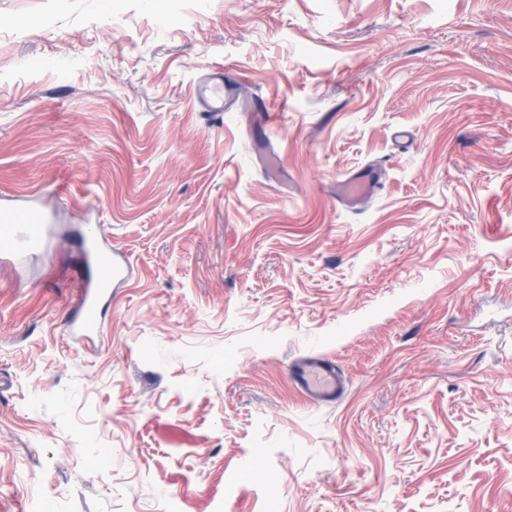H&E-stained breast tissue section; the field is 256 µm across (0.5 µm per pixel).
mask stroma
<instances>
[{"label":"stroma","instance_id":"1","mask_svg":"<svg viewBox=\"0 0 512 512\" xmlns=\"http://www.w3.org/2000/svg\"><path fill=\"white\" fill-rule=\"evenodd\" d=\"M10 206L0 512H512V0H0ZM375 189L376 184L374 181L354 179L345 181L340 185L339 192L349 202L355 203L372 194ZM0 258L40 244L46 232L43 215L35 208H4L0 212ZM106 248L96 247L98 278L93 287L83 288L78 295L80 315L71 324V334L78 338L98 335L102 328L100 298L112 287V281L122 278L125 268L112 262ZM291 372L295 384L312 400L333 402L338 397L342 381L336 370L329 365L309 358L295 366Z\"/></svg>","mask_w":512,"mask_h":512}]
</instances>
